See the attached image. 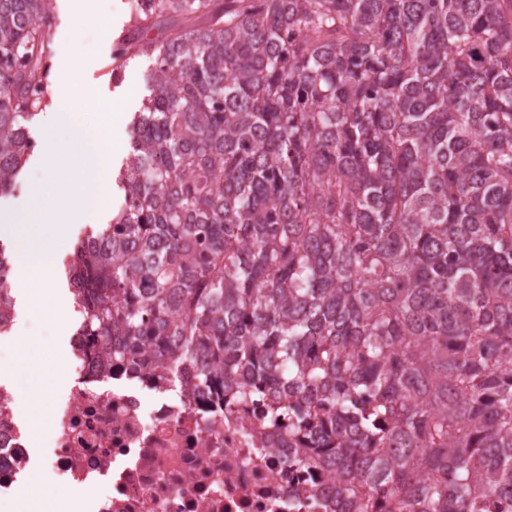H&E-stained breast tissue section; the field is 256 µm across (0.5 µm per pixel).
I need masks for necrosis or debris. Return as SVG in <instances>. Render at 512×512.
Instances as JSON below:
<instances>
[{
	"instance_id": "1",
	"label": "necrosis or debris",
	"mask_w": 512,
	"mask_h": 512,
	"mask_svg": "<svg viewBox=\"0 0 512 512\" xmlns=\"http://www.w3.org/2000/svg\"><path fill=\"white\" fill-rule=\"evenodd\" d=\"M75 384L52 406L49 463L61 485L92 494L84 512H329L336 478L288 464V436L268 437L247 407L219 409L182 372L177 399L151 372L110 386L90 341L70 338ZM32 463L10 389L0 387V496ZM321 494L309 495L311 484Z\"/></svg>"
}]
</instances>
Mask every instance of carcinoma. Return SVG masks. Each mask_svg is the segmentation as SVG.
<instances>
[{
    "label": "carcinoma",
    "mask_w": 512,
    "mask_h": 512,
    "mask_svg": "<svg viewBox=\"0 0 512 512\" xmlns=\"http://www.w3.org/2000/svg\"><path fill=\"white\" fill-rule=\"evenodd\" d=\"M145 2L124 204L65 264L84 335L253 406L335 512H512V0ZM48 23L0 0L1 196ZM12 272L0 239V325Z\"/></svg>",
    "instance_id": "carcinoma-1"
}]
</instances>
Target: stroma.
Wrapping results in <instances>:
<instances>
[{
  "label": "stroma",
  "mask_w": 512,
  "mask_h": 512,
  "mask_svg": "<svg viewBox=\"0 0 512 512\" xmlns=\"http://www.w3.org/2000/svg\"><path fill=\"white\" fill-rule=\"evenodd\" d=\"M96 6L98 14L111 18L110 31L101 29L96 16H76L72 0H51L48 31L51 55L59 57L71 42H78L86 56L81 82L95 84L104 100H122L126 111H142L149 94L143 77L146 58L131 55L119 64L112 55L115 38L135 22L130 0H97Z\"/></svg>",
  "instance_id": "35a3bbf8"
}]
</instances>
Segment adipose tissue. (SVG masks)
Masks as SVG:
<instances>
[{
    "mask_svg": "<svg viewBox=\"0 0 512 512\" xmlns=\"http://www.w3.org/2000/svg\"><path fill=\"white\" fill-rule=\"evenodd\" d=\"M41 347L37 340H23L14 360L0 366V374L21 380L23 389L17 408L25 422V438L29 447H37L50 425L51 411L44 395L46 388L56 389L74 385L68 370L70 351L67 346L56 347L49 363L40 359ZM84 494L80 488L54 489L49 494L33 493L30 487H22L10 499L12 512H77L76 502Z\"/></svg>",
    "mask_w": 512,
    "mask_h": 512,
    "instance_id": "1",
    "label": "adipose tissue"
}]
</instances>
